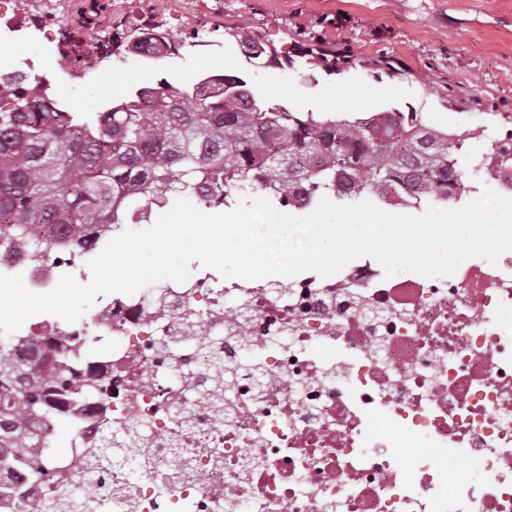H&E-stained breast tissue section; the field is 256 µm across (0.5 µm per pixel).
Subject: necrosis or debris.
<instances>
[{
    "label": "necrosis or debris",
    "mask_w": 512,
    "mask_h": 512,
    "mask_svg": "<svg viewBox=\"0 0 512 512\" xmlns=\"http://www.w3.org/2000/svg\"><path fill=\"white\" fill-rule=\"evenodd\" d=\"M50 29L0 15V43L32 48L14 72L56 58ZM490 141L476 168L512 198V128ZM65 273L82 270L54 239L0 251L34 292ZM283 287L207 274L112 295L87 323L30 317L21 356L64 345L91 380L56 410L73 437L53 477L94 478L108 428L144 456L113 462L94 512H512V251L445 278L366 263ZM215 357L234 372L216 409Z\"/></svg>",
    "instance_id": "4bbe7bcc"
}]
</instances>
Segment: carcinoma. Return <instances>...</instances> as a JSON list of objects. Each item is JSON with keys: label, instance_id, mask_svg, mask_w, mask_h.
<instances>
[{"label": "carcinoma", "instance_id": "cac0c4a2", "mask_svg": "<svg viewBox=\"0 0 512 512\" xmlns=\"http://www.w3.org/2000/svg\"><path fill=\"white\" fill-rule=\"evenodd\" d=\"M305 69L327 75L349 60L324 46L319 34L301 38ZM175 46L156 31L151 54ZM0 107V247L57 237L77 258L99 249L101 225L149 224L174 195L217 208L247 187L288 208L324 197L419 204L448 200L459 186L448 136L424 113L278 109L259 101L237 76H211L180 88L162 78L112 104L109 112H69L23 81L9 87ZM15 337L0 335V463L29 447L27 424L87 387L59 348L38 359H14ZM134 456L130 432L113 442ZM54 494L60 510L81 512L84 500L63 481Z\"/></svg>", "mask_w": 512, "mask_h": 512}]
</instances>
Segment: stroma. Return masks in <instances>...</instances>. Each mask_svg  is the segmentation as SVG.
<instances>
[{"label":"stroma","mask_w":512,"mask_h":512,"mask_svg":"<svg viewBox=\"0 0 512 512\" xmlns=\"http://www.w3.org/2000/svg\"><path fill=\"white\" fill-rule=\"evenodd\" d=\"M72 10L60 35L64 53L51 69L99 68V81L49 82L51 98L78 112L98 111L104 84L123 90L168 79L181 85L204 75H237L266 101L299 111L378 112L412 106L429 122L452 130L506 128L512 113V0H84ZM95 26H87L90 9ZM160 27L176 37L207 29L209 46L194 57L138 61L124 48H111L113 36ZM250 27L278 51L275 64L247 61L224 40L229 27ZM321 27L323 38L353 57L342 73L307 79L289 67L300 33ZM394 58L403 76H375L363 62ZM458 95L447 101L442 84Z\"/></svg>","instance_id":"stroma-1"}]
</instances>
